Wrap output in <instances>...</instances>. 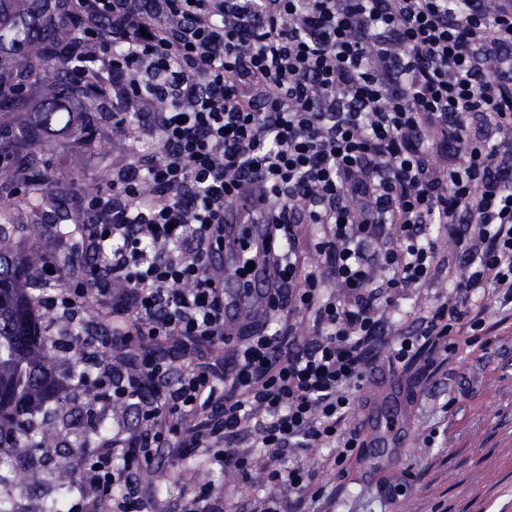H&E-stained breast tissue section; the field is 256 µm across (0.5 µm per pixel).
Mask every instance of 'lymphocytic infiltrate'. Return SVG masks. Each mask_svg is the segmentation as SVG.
<instances>
[{
  "label": "lymphocytic infiltrate",
  "mask_w": 512,
  "mask_h": 512,
  "mask_svg": "<svg viewBox=\"0 0 512 512\" xmlns=\"http://www.w3.org/2000/svg\"><path fill=\"white\" fill-rule=\"evenodd\" d=\"M96 54L81 78L137 99L147 121L120 126L131 160L109 197L90 196L83 242L96 277L42 264L43 308L70 324L93 301L136 325L112 330L126 367L100 362L76 382L135 410L80 469L81 512H135L140 473L197 448L248 475L266 449L263 497L246 512H305L323 492L301 452L329 468L361 445L350 396L380 357L413 369L451 359L475 294L512 300V0H67ZM266 214L270 286L236 333L229 365L169 362L224 341V291L206 264L224 206ZM319 228L305 238L301 227ZM448 233L458 264L445 301L408 333L386 315L388 288H419ZM320 261L311 265L308 253ZM302 316L313 335L298 339ZM122 497H114V489Z\"/></svg>",
  "instance_id": "1"
}]
</instances>
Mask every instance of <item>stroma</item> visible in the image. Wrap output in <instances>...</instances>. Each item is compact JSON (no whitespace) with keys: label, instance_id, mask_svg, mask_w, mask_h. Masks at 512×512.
Wrapping results in <instances>:
<instances>
[{"label":"stroma","instance_id":"1","mask_svg":"<svg viewBox=\"0 0 512 512\" xmlns=\"http://www.w3.org/2000/svg\"><path fill=\"white\" fill-rule=\"evenodd\" d=\"M97 135L83 144L80 133L39 141L50 158L53 192L60 209L82 212L88 195L110 191L100 182L123 159L111 119L90 108ZM448 293V276L427 286L397 290L389 315L400 329ZM472 309L484 321L485 336L457 337V354L431 379H418L399 364L380 361L353 393L354 417L380 410L401 416L394 443L363 462L355 457L345 475L322 470L323 499L310 512H512V303L486 292ZM267 457L255 449L249 479L211 464L195 453L188 462L163 459L144 470V488L169 482L172 499L210 485L226 494L227 512L253 499L263 484Z\"/></svg>","mask_w":512,"mask_h":512}]
</instances>
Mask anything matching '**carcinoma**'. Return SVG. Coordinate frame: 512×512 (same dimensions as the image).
I'll return each mask as SVG.
<instances>
[{
  "label": "carcinoma",
  "instance_id": "obj_1",
  "mask_svg": "<svg viewBox=\"0 0 512 512\" xmlns=\"http://www.w3.org/2000/svg\"><path fill=\"white\" fill-rule=\"evenodd\" d=\"M64 9L65 0H23L15 7L0 0V112L25 105L19 89L35 65L54 69L44 87L45 106L33 113V123L0 121V196L8 198L22 188L16 217L5 219L9 230L0 226V448L26 449L20 462L23 489L46 475L70 487L83 456L93 452L107 427L103 419L88 417L78 425L69 419V394L55 375L53 349L41 342L34 313L33 289L40 284L29 270L40 264L43 254L38 249L20 254L13 245L16 235L36 231L54 207L53 168L38 157L36 139L59 122L60 103L79 93L70 61L90 56L77 22H55ZM66 220L72 227L53 230L60 240L84 224L79 214ZM51 400L61 423L35 424L33 413ZM62 446L68 448L67 456L52 471L48 463Z\"/></svg>",
  "mask_w": 512,
  "mask_h": 512
}]
</instances>
